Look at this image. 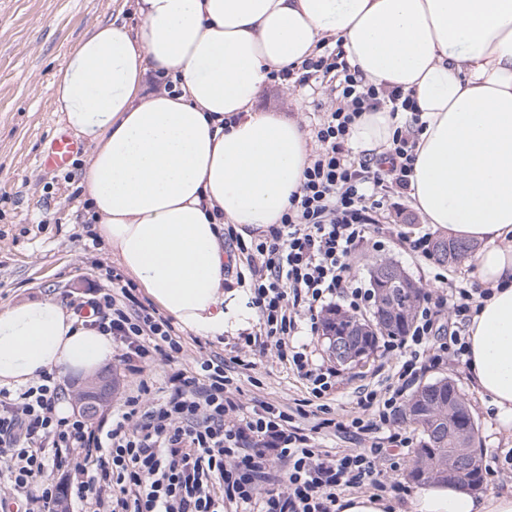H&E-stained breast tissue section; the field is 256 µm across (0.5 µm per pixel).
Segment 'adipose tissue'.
I'll use <instances>...</instances> for the list:
<instances>
[{
	"label": "adipose tissue",
	"instance_id": "adipose-tissue-1",
	"mask_svg": "<svg viewBox=\"0 0 512 512\" xmlns=\"http://www.w3.org/2000/svg\"><path fill=\"white\" fill-rule=\"evenodd\" d=\"M139 29L98 24L55 74L54 106L92 148L83 171L99 235L161 311L204 338L237 328L224 294V227L278 223L312 151L302 122L261 112L270 72L339 41L369 84L416 103L413 206L480 243L491 295L468 327L466 368L512 432V0H135ZM170 81L152 91L149 78ZM405 114L355 121L354 153L388 148ZM111 337L53 299L0 307V387L40 371L97 372ZM409 512H512V489L420 488Z\"/></svg>",
	"mask_w": 512,
	"mask_h": 512
}]
</instances>
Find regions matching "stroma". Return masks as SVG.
Here are the masks:
<instances>
[{
    "label": "stroma",
    "mask_w": 512,
    "mask_h": 512,
    "mask_svg": "<svg viewBox=\"0 0 512 512\" xmlns=\"http://www.w3.org/2000/svg\"><path fill=\"white\" fill-rule=\"evenodd\" d=\"M113 0H0V305L52 298L70 306L90 298L103 268L120 263L105 241H93L96 226L80 186L91 152L83 147L67 167L44 164L43 154L56 130L65 128L54 109L52 80L71 49L97 24L112 15ZM329 88L300 86L289 80L267 83L256 107L271 112L298 113L305 125H314L315 100L327 98ZM395 238L384 259L402 267L412 279L423 278L426 267L405 247L404 238L429 231L411 198L401 199L392 211ZM375 252L361 254L353 271L369 280ZM243 326L223 337L201 342L182 332L186 363L212 354L232 357L244 332L254 331L257 312L246 294L238 296ZM255 368L239 382L245 405L259 401L286 406L305 396L302 382L268 353L253 352ZM394 361L374 352L364 365L337 366V386L330 395V415L342 420L354 414L362 388L390 375ZM446 377L463 393L478 426L477 446L484 461H496L492 484L499 491L512 485V437L502 440L491 432L485 404L464 363L429 371L425 381Z\"/></svg>",
    "instance_id": "stroma-1"
}]
</instances>
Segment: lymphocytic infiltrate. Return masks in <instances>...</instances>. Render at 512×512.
I'll return each instance as SVG.
<instances>
[{
	"instance_id": "lymphocytic-infiltrate-1",
	"label": "lymphocytic infiltrate",
	"mask_w": 512,
	"mask_h": 512,
	"mask_svg": "<svg viewBox=\"0 0 512 512\" xmlns=\"http://www.w3.org/2000/svg\"><path fill=\"white\" fill-rule=\"evenodd\" d=\"M303 67L335 85L315 128L317 149L301 191L262 234L245 237L230 225L224 240L237 264L236 283L258 312V329L245 345L272 351L306 387L304 406L324 413L336 373L314 358L307 340L320 333L333 301L354 315L373 305L374 292L358 282L351 259L363 248L382 250L392 235L378 219L384 191L410 193L416 146L399 127L387 152L358 159L350 129L361 113L411 110L415 102L366 84L337 53ZM405 245L429 263L435 285L416 306L407 334L383 343L396 359L391 377L364 389L357 416L334 425L339 432L356 429L366 447H324L270 402L244 408L221 355L182 365L183 344L171 320L138 301L134 284L109 268L87 301L91 325L111 336L121 362L140 380L94 426L57 414L56 373L40 372L16 390L0 387V456L11 487L0 512H54L64 497L84 512H224L228 504L241 512H336L347 492L407 493L408 485L384 477L401 467L391 449L412 443L394 422L401 400L423 371L462 361L465 331L478 299L490 291L439 273L430 234ZM161 363L171 371L157 399L143 374ZM60 467L70 473L64 488L47 477Z\"/></svg>"
}]
</instances>
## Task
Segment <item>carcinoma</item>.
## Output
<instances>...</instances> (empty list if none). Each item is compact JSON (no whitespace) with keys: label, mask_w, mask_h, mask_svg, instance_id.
Wrapping results in <instances>:
<instances>
[{"label":"carcinoma","mask_w":512,"mask_h":512,"mask_svg":"<svg viewBox=\"0 0 512 512\" xmlns=\"http://www.w3.org/2000/svg\"><path fill=\"white\" fill-rule=\"evenodd\" d=\"M438 258L448 264L455 263L458 251L470 249L469 243L443 238L434 241ZM398 267L393 262L374 261L370 267V285L376 302L371 319L355 318L338 309L329 312L324 320L327 342L334 336H350L349 356L359 362L374 353L379 341L386 336H401L409 328L411 315L422 296V288L413 280L393 281L385 271ZM473 420L465 398L455 383L447 378L426 383L412 394L397 422L415 426L422 435L420 448L412 461L407 477L417 483L448 482V449L460 447V441L448 432V425L460 426L458 419ZM478 428L472 423L467 450L469 458L463 478L475 487L483 488L484 464L476 448Z\"/></svg>","instance_id":"1"}]
</instances>
